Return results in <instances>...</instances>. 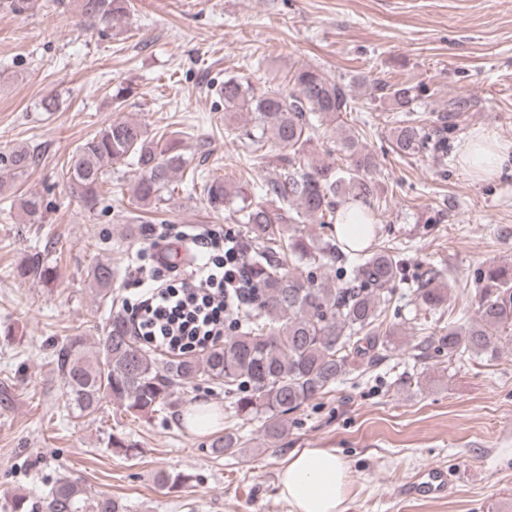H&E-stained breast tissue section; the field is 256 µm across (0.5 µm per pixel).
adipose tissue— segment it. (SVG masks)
<instances>
[{"label": "adipose tissue", "mask_w": 512, "mask_h": 512, "mask_svg": "<svg viewBox=\"0 0 512 512\" xmlns=\"http://www.w3.org/2000/svg\"><path fill=\"white\" fill-rule=\"evenodd\" d=\"M484 128H473L461 140L459 160L479 178L498 175L504 155L511 149ZM348 465L330 448L292 450L279 473L280 496L290 512H344L349 495Z\"/></svg>", "instance_id": "obj_1"}]
</instances>
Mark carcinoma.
<instances>
[{"label":"carcinoma","mask_w":512,"mask_h":512,"mask_svg":"<svg viewBox=\"0 0 512 512\" xmlns=\"http://www.w3.org/2000/svg\"><path fill=\"white\" fill-rule=\"evenodd\" d=\"M125 0H78L85 16L105 26L124 13ZM292 90H259L246 76H231L220 84L224 117L246 113L249 128L240 137L252 153L279 156L281 172L257 190L228 183L221 177L203 178L188 168L183 153L182 128H148L116 118L86 140L62 166L73 193L92 203L99 189L112 179L113 166L130 164L139 173L132 195L138 208L158 209L164 191L178 174L201 185L210 208L229 211L241 225L249 252L255 300L235 334L204 356L161 360L141 347L124 318L109 317L105 336L89 349L81 336L72 337L52 362L67 394L71 412L83 416L96 412L108 398L135 416H147L176 403L178 391L198 377L224 387L237 397L238 412L262 418L265 444L275 446L286 433L288 415L331 391L353 371L363 372L400 346L402 331L383 323L394 305L396 285L402 281L400 247L379 241L374 224V188L361 174L374 166L359 139L341 138L350 159L341 170L331 163L306 165L317 126L315 120L339 118L352 111L351 100L336 82L318 70L302 65L291 77ZM134 96L132 83L112 88V102L121 108ZM387 97L404 111L416 99L412 87H390ZM394 149L415 155L427 148L432 135L425 127L408 122L392 131ZM37 155L18 149L0 158V188L24 174ZM21 208L36 224L42 221V200L31 195ZM346 225L345 241H315L302 235L299 223ZM47 254L34 251L20 275L37 283L52 280ZM114 270L98 262L91 283L101 298H112ZM466 295L473 297L476 317L448 325L426 340L428 348L448 360L496 357L512 344V271L505 267H477L467 281ZM424 314L444 316L450 309L445 271L427 268L410 284ZM214 452L234 453L239 437L226 432L210 444ZM41 512H125L107 494L88 496L83 485L69 475L57 478L41 501Z\"/></svg>","instance_id":"obj_1"}]
</instances>
